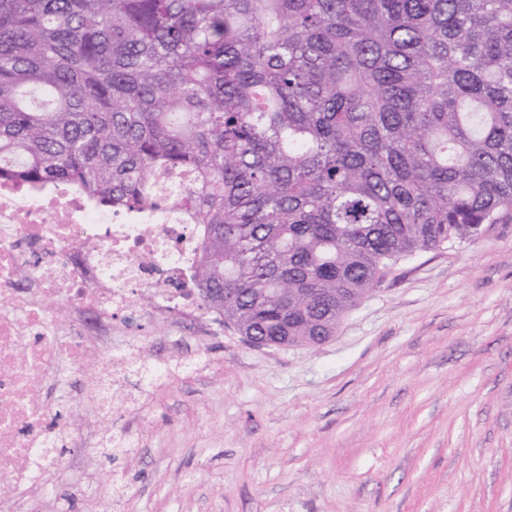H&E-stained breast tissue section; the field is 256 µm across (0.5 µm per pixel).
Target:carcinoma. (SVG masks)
Masks as SVG:
<instances>
[{"mask_svg":"<svg viewBox=\"0 0 512 512\" xmlns=\"http://www.w3.org/2000/svg\"><path fill=\"white\" fill-rule=\"evenodd\" d=\"M0 181L182 206L207 309L321 344L512 216V0H0Z\"/></svg>","mask_w":512,"mask_h":512,"instance_id":"obj_1","label":"carcinoma"}]
</instances>
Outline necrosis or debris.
Instances as JSON below:
<instances>
[{
	"mask_svg": "<svg viewBox=\"0 0 512 512\" xmlns=\"http://www.w3.org/2000/svg\"><path fill=\"white\" fill-rule=\"evenodd\" d=\"M197 248L178 209L128 213L67 188L38 195L0 182V464L21 495L60 463L42 449L77 445L39 389L103 358L109 335L129 345L141 322L202 321Z\"/></svg>",
	"mask_w": 512,
	"mask_h": 512,
	"instance_id": "4bbe7bcc",
	"label": "necrosis or debris"
}]
</instances>
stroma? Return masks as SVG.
I'll list each match as a JSON object with an SVG mask.
<instances>
[{"label": "stroma", "instance_id": "35a3bbf8", "mask_svg": "<svg viewBox=\"0 0 512 512\" xmlns=\"http://www.w3.org/2000/svg\"><path fill=\"white\" fill-rule=\"evenodd\" d=\"M139 336L110 413L53 408L87 440L46 478L70 512H512V220L393 265L315 347Z\"/></svg>", "mask_w": 512, "mask_h": 512}]
</instances>
